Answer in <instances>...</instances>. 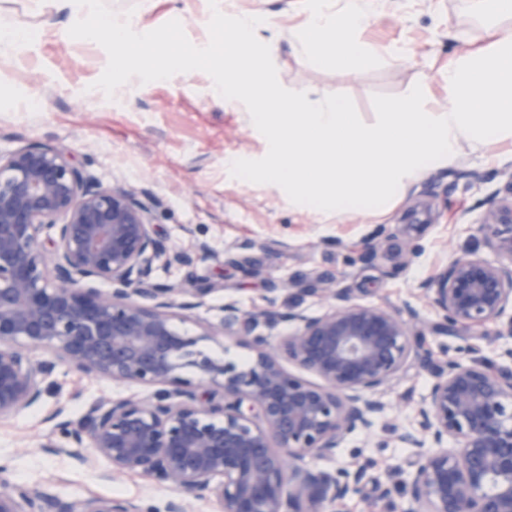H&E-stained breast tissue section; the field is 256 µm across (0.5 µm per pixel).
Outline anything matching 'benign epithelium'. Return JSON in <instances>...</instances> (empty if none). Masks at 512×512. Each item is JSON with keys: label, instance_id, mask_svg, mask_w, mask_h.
Returning <instances> with one entry per match:
<instances>
[{"label": "benign epithelium", "instance_id": "obj_1", "mask_svg": "<svg viewBox=\"0 0 512 512\" xmlns=\"http://www.w3.org/2000/svg\"><path fill=\"white\" fill-rule=\"evenodd\" d=\"M478 224L493 259L463 253L418 288L439 316L433 333L464 327L494 346L495 361L471 357L472 345L433 361L415 308L355 303L330 274L299 289L328 304L319 315L230 301L191 330L173 309L201 307L208 289L156 279L193 258L167 247L133 190L103 185L53 146L0 155V419L37 405L61 367L134 382L150 394L98 401L76 421L55 408L46 421L59 439L42 450L80 465L101 458L105 480L134 473L177 490L164 512H190L192 499L218 512H336L362 493L371 459L334 470L307 459L336 458L348 437L388 418L387 396L419 364L433 381L413 422L386 423L411 449L397 470L405 512H512V172ZM221 336L249 359L211 352ZM0 512L157 509L16 483L0 488Z\"/></svg>", "mask_w": 512, "mask_h": 512}]
</instances>
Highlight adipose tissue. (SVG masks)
<instances>
[{
  "label": "adipose tissue",
  "instance_id": "1",
  "mask_svg": "<svg viewBox=\"0 0 512 512\" xmlns=\"http://www.w3.org/2000/svg\"><path fill=\"white\" fill-rule=\"evenodd\" d=\"M56 9L68 11L74 34L91 38L107 31L113 43L125 47L147 43L145 28L129 15H101L98 0H50ZM372 9L370 0H345L343 9H335L333 0H308L306 26L296 35L300 50L318 63L331 66H359L365 50L356 33Z\"/></svg>",
  "mask_w": 512,
  "mask_h": 512
}]
</instances>
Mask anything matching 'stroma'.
<instances>
[{
    "instance_id": "stroma-1",
    "label": "stroma",
    "mask_w": 512,
    "mask_h": 512,
    "mask_svg": "<svg viewBox=\"0 0 512 512\" xmlns=\"http://www.w3.org/2000/svg\"><path fill=\"white\" fill-rule=\"evenodd\" d=\"M470 2L375 0L373 14L357 33L369 60L354 70L320 67L295 46L289 34L306 22L302 0H233L227 12L271 21L274 63L284 87L348 94L362 121L371 123L376 94L400 96L418 84L428 104L444 102L449 62L488 42L486 25L466 12ZM1 7L28 31L30 54L21 64L0 69V153L33 144L60 148L103 184L134 188L170 248L194 252L198 242L208 243L212 255L157 273L162 282L190 281L206 289L187 327L217 321L228 301L246 311L279 312L294 305L307 315L321 314L326 308L321 298L298 295L289 283L323 273L335 275L337 287L348 289L356 302L409 304L426 321H437L418 284L449 258L475 248L484 202L498 188L502 173L512 169V141L463 150L456 164L426 175L386 213L352 212L328 220L292 206L277 185L231 177L230 159L261 158L268 144L245 106L216 96L205 72L146 85L134 79L109 97L94 87L107 64L105 50L93 41L70 38L66 14H56V28L48 31L44 15L30 0H0ZM210 18L207 0H155L141 22L154 29L179 20L195 43L208 39ZM397 45L405 48L398 57L391 53ZM370 237L380 247L363 263L358 249ZM146 394L133 383L60 369L41 406L0 419V459L9 463L0 483L39 487L51 478L65 496L141 498L164 507L170 488L136 474L103 483L96 474L105 468L104 460L76 468L40 448L51 434L44 417L56 405H64L68 418L76 420L93 402ZM388 437L379 422L343 444L336 466L355 463L360 449L375 467L363 493L339 502L336 512H369L377 485L404 465L408 449L388 444Z\"/></svg>"
}]
</instances>
